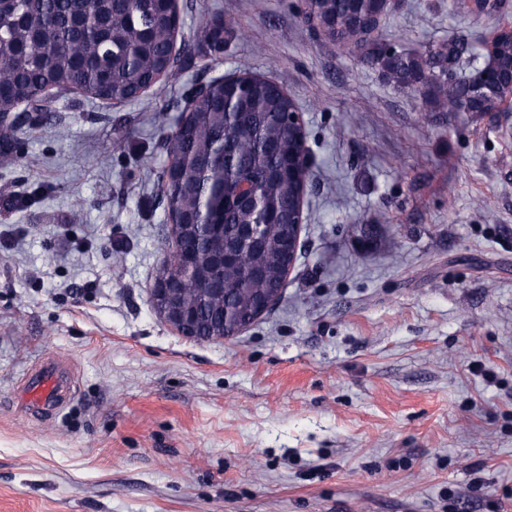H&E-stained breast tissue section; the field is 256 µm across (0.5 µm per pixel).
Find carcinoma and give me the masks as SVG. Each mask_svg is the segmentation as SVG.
Instances as JSON below:
<instances>
[{"mask_svg":"<svg viewBox=\"0 0 512 512\" xmlns=\"http://www.w3.org/2000/svg\"><path fill=\"white\" fill-rule=\"evenodd\" d=\"M379 12V0H307L305 20H315L333 42L357 50L388 84L420 93L429 112L500 109L512 74V24L498 26L484 45L493 78L473 72L450 81L444 71L460 70L463 43L450 37L422 49L405 48L378 28ZM183 26V17L161 0H0V109L24 104L47 112L50 96L71 93L128 102L141 89L177 78L181 64L172 40ZM244 37V30L225 27L216 16L203 42L219 53L227 41ZM298 110L268 81L243 85L215 78L180 118L179 132L166 138L173 168L162 182L163 198L169 219L180 225V245L193 247L199 224L224 225L210 238L213 253L237 243L242 224H255L260 232L258 244L224 265L223 297H190L201 336L248 316L284 277L288 225L302 190L299 178L288 174L296 148L289 114ZM244 179L261 199L255 210L231 202ZM185 275L187 287L203 288L214 269L197 260Z\"/></svg>","mask_w":512,"mask_h":512,"instance_id":"cac0c4a2","label":"carcinoma"}]
</instances>
